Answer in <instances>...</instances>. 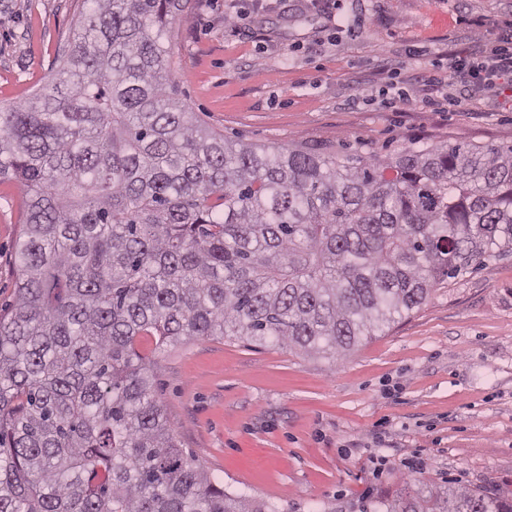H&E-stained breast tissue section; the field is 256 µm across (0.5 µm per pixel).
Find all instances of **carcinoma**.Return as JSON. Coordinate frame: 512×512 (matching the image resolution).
<instances>
[{"label": "carcinoma", "mask_w": 512, "mask_h": 512, "mask_svg": "<svg viewBox=\"0 0 512 512\" xmlns=\"http://www.w3.org/2000/svg\"><path fill=\"white\" fill-rule=\"evenodd\" d=\"M189 0H82L32 98L0 107L25 196L0 314V512H267L185 453L137 349L214 337L334 361L512 256V145L363 157L233 142L175 97ZM385 512H512L445 487Z\"/></svg>", "instance_id": "cac0c4a2"}]
</instances>
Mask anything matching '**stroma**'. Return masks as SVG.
Here are the masks:
<instances>
[{"label": "stroma", "instance_id": "obj_1", "mask_svg": "<svg viewBox=\"0 0 512 512\" xmlns=\"http://www.w3.org/2000/svg\"><path fill=\"white\" fill-rule=\"evenodd\" d=\"M76 14V0H0V106L58 70ZM339 15L338 27L308 0H195L174 30L180 98L258 145L512 144L511 89L494 100L472 86L462 106L432 108L419 79L428 67L456 93L449 53L474 50L475 21L506 37L512 0H343ZM22 211L18 184L0 183L1 310ZM141 351L184 450L276 512H362L447 486L512 494V257L441 285L336 362L234 337Z\"/></svg>", "mask_w": 512, "mask_h": 512}]
</instances>
